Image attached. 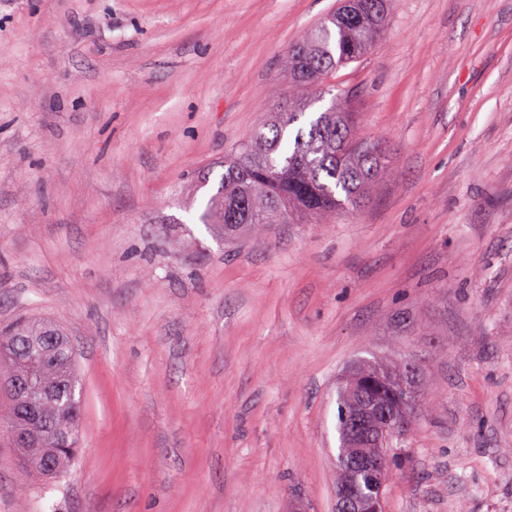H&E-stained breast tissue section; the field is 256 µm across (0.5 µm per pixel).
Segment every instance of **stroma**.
<instances>
[{"label":"stroma","mask_w":512,"mask_h":512,"mask_svg":"<svg viewBox=\"0 0 512 512\" xmlns=\"http://www.w3.org/2000/svg\"><path fill=\"white\" fill-rule=\"evenodd\" d=\"M337 5L0 0V323L62 325L83 382L53 485L0 432V512H335L369 356L427 374L386 512H512V0H394L337 71L387 148L364 208L198 220Z\"/></svg>","instance_id":"35a3bbf8"}]
</instances>
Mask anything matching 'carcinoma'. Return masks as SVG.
Here are the masks:
<instances>
[{
  "label": "carcinoma",
  "instance_id": "cac0c4a2",
  "mask_svg": "<svg viewBox=\"0 0 512 512\" xmlns=\"http://www.w3.org/2000/svg\"><path fill=\"white\" fill-rule=\"evenodd\" d=\"M390 0H343L287 55L288 85L295 93L278 101L251 135L224 158L216 192L199 215L203 224L224 226L234 238L262 224H319L359 210L371 200L384 173L386 150L364 139L350 108L331 100L311 116L308 128L290 133L306 110L323 98L336 71L369 55L383 33ZM48 320H19L0 328V385L26 386L49 426L44 447H61L47 458L41 449L15 440L25 468L41 481L57 478L73 460L80 439L82 388L76 364L67 359L66 333L59 348L40 341ZM401 367L377 358L361 360L343 389H359L395 403L405 393ZM341 445L349 438L350 400L338 397Z\"/></svg>",
  "mask_w": 512,
  "mask_h": 512
}]
</instances>
